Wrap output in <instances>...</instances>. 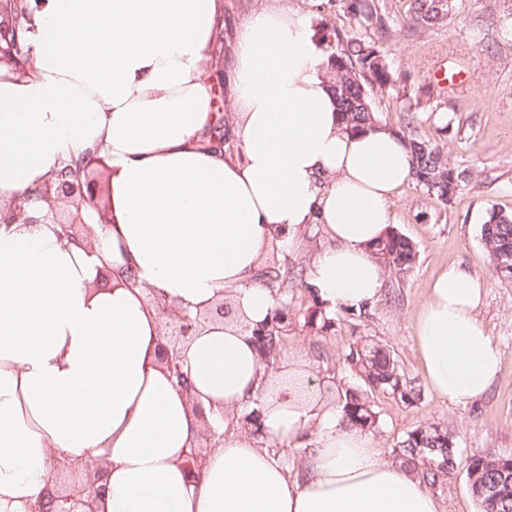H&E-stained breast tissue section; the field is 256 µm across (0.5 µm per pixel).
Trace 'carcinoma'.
I'll use <instances>...</instances> for the list:
<instances>
[{"instance_id": "obj_1", "label": "carcinoma", "mask_w": 512, "mask_h": 512, "mask_svg": "<svg viewBox=\"0 0 512 512\" xmlns=\"http://www.w3.org/2000/svg\"><path fill=\"white\" fill-rule=\"evenodd\" d=\"M354 28L366 36L336 37L335 49L330 53L332 85L346 129L362 132L378 123V113L372 105L371 92L386 91L401 102L407 113V122L398 135L404 142L411 162V179L428 195L447 205L461 189L466 176L448 162V157L430 137L419 131L424 122L435 120L424 112L418 95L408 85L395 78L383 59L378 42L389 31L387 17L375 0H341ZM409 26L425 32L444 23L455 9V0H408ZM29 0H0V47L24 50L22 41L15 38V30H24L29 14ZM232 115L216 108L215 122L202 137L199 146L213 148V143L226 142V127ZM480 239L490 258L493 273L500 279L512 282V262L502 265L506 254L512 255V215L491 211L481 225ZM373 254L394 274L409 272L415 265L418 250L407 236L391 228L373 245ZM301 274L286 263L273 262L260 269L254 281L274 293L277 306L272 311L268 325L257 337L264 366L275 363L282 338L288 332L290 321L285 316L292 313L289 292ZM345 361L357 384L347 385L337 391L341 409V423L349 429L364 433L376 429L378 412L374 395L387 393L404 403L420 398V392L407 382L401 373L392 351L376 342L357 341L349 347ZM431 448L428 458L433 462L425 467L421 449ZM396 460L401 469L412 473L430 486L445 479V472L453 471L459 462V448L448 429L428 424L419 426L397 442ZM469 488L479 512H512V454L488 456L472 454L467 460Z\"/></svg>"}]
</instances>
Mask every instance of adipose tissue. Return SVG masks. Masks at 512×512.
<instances>
[{
    "label": "adipose tissue",
    "mask_w": 512,
    "mask_h": 512,
    "mask_svg": "<svg viewBox=\"0 0 512 512\" xmlns=\"http://www.w3.org/2000/svg\"><path fill=\"white\" fill-rule=\"evenodd\" d=\"M220 5L35 0L31 71L0 81V512H30L59 466L93 462L100 512H439L335 408L267 387L249 332L276 306L253 282L262 254L292 250L309 224L335 241L308 268L316 298L354 311L378 300L371 246L393 222L408 152L382 125L346 132L314 16L268 6L236 26L223 64L238 153L199 150ZM96 157L102 198L73 240L36 191L66 161ZM483 296L450 266L415 320L427 384L451 403L483 398L500 371L477 318ZM225 302L233 318L184 344L178 385L160 359L159 305L193 317ZM258 395L266 438L310 447L302 477L225 424ZM209 426L224 437L205 450Z\"/></svg>",
    "instance_id": "obj_1"
}]
</instances>
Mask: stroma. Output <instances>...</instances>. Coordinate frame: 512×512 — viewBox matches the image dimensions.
Segmentation results:
<instances>
[{
    "instance_id": "35a3bbf8",
    "label": "stroma",
    "mask_w": 512,
    "mask_h": 512,
    "mask_svg": "<svg viewBox=\"0 0 512 512\" xmlns=\"http://www.w3.org/2000/svg\"><path fill=\"white\" fill-rule=\"evenodd\" d=\"M381 2L390 12V36L380 46L384 60L412 88L431 89L426 106L441 113L449 126L429 124L425 130L468 180L446 206L414 182L404 184L392 205L393 227L416 243L414 268L402 278L387 277L371 308L351 315L333 310L335 324L324 333L305 327L304 317L316 302L307 288H298L288 338L268 372L291 366L323 380L325 400L333 405L337 386L352 379L345 361L350 345L374 340L389 346L407 381L423 391L422 400L411 404L378 397V426L370 437L384 459L394 461L397 442L430 423L447 427L463 456L512 453V284L493 274L480 241V226L490 210L512 213V39L503 34L505 22L512 20V0H456L453 14L423 33L407 27L408 0ZM259 3L224 0L213 21L216 60H224L235 25ZM279 4L316 14L320 35L353 34L347 15L328 0ZM441 59L468 71L467 86L453 92L435 88L432 71ZM451 265L484 282L486 297L478 318L501 357L500 373L488 393L467 405L442 400L428 390L414 338V320L431 282ZM433 493L442 512H478L465 467H458Z\"/></svg>"
}]
</instances>
